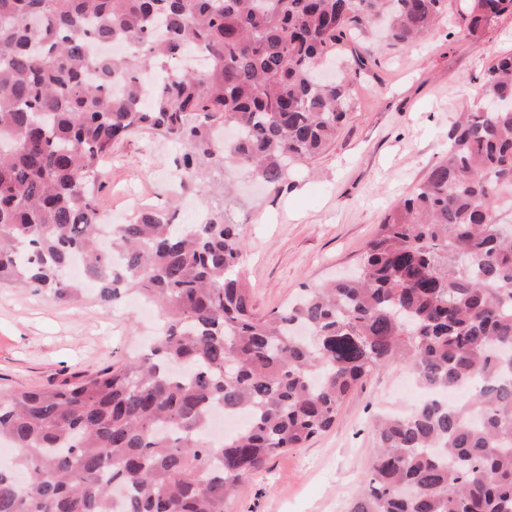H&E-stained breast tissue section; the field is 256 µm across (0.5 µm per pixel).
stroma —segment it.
<instances>
[{
  "instance_id": "stroma-1",
  "label": "stroma",
  "mask_w": 512,
  "mask_h": 512,
  "mask_svg": "<svg viewBox=\"0 0 512 512\" xmlns=\"http://www.w3.org/2000/svg\"><path fill=\"white\" fill-rule=\"evenodd\" d=\"M456 29L451 13L410 47L359 37L355 48L371 47L373 56L353 76L352 108L331 146L301 166L279 196L241 179L243 275L259 312L353 270L385 215L444 154L448 131L480 97L488 66L512 53V15L478 38ZM177 154L174 144L148 132L116 145L98 191L108 222L154 207L189 224L206 203H220L221 182L212 183L204 201L171 180ZM148 332L132 298L108 307L90 287L78 305L62 306L28 288H0V390L46 387L124 361L141 350ZM410 377L399 363L371 375L344 400L333 429L271 459L239 487L227 512H345L370 475L373 418L414 406Z\"/></svg>"
}]
</instances>
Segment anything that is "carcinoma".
Instances as JSON below:
<instances>
[{"mask_svg": "<svg viewBox=\"0 0 512 512\" xmlns=\"http://www.w3.org/2000/svg\"><path fill=\"white\" fill-rule=\"evenodd\" d=\"M448 0H0V288L156 311L150 353L60 384L0 394V512H225L275 456L331 429L348 393L408 364L431 398L374 423L367 488L346 512H512V54L448 134V152L385 216L357 274L261 313L241 276L247 231L224 207L197 224L144 211L105 229L97 191L141 130L181 149L197 196L234 164L278 195L325 151L351 107L356 31L411 45ZM512 14L468 0L466 37ZM124 55L103 48L116 41ZM201 49L204 72L176 66ZM122 86L119 92L114 85ZM233 126L226 141L217 131ZM244 413L213 440L211 409Z\"/></svg>", "mask_w": 512, "mask_h": 512, "instance_id": "obj_1", "label": "carcinoma"}]
</instances>
